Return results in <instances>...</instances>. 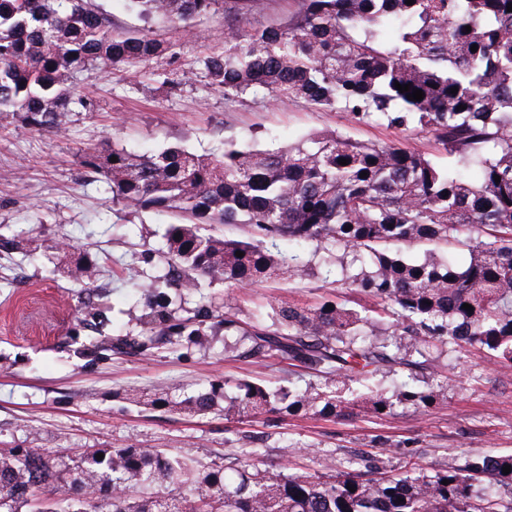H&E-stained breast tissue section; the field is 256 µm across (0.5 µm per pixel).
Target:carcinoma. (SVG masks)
I'll use <instances>...</instances> for the list:
<instances>
[{
  "mask_svg": "<svg viewBox=\"0 0 512 512\" xmlns=\"http://www.w3.org/2000/svg\"><path fill=\"white\" fill-rule=\"evenodd\" d=\"M510 3L298 0L288 22L233 31L199 59L226 98L262 91L341 112L356 124L426 130L431 154L339 131L288 148L231 140L209 158L184 147L150 157L123 147L83 151L86 168L106 178L112 205L170 217L162 250L168 271L143 294L152 338L115 336L112 352L147 351L156 336L174 348L184 336L222 329L243 337L245 346L232 345L242 356L281 358L315 378L295 390L240 382L230 394L211 389L178 400L142 391L127 400L240 421L274 413L339 417L357 408L375 417L400 409L424 414L448 397V378L435 364L441 354L474 349L512 365ZM127 5L147 28L116 33L91 0H0V113L60 137L75 107L89 105L75 80L91 68H143L174 90L192 80L194 68L182 63L178 41L149 29L152 22L201 40L198 18L220 9L230 24L260 11L263 0ZM397 82L424 98L408 99ZM201 224H239L249 238L203 235ZM284 239L335 245L341 255L319 264L320 274L356 291L365 305L356 308L339 294L315 306L284 302L257 309L243 327L229 304L202 292L211 278L241 288L306 276L309 261L283 252ZM448 245L471 250L466 268L434 256ZM406 246H425L428 256L408 261ZM59 273L91 282L96 267L80 254ZM403 369L407 379L393 390L365 385L373 372ZM385 452L337 471L334 454L319 449V469L283 474L251 448H230L224 463L204 464L132 445L100 460L94 450L71 469L30 449L0 455V509L88 512V495L110 490L112 512H512V472L502 473L512 454L394 474ZM62 472L69 498L57 508L46 493Z\"/></svg>",
  "mask_w": 512,
  "mask_h": 512,
  "instance_id": "cac0c4a2",
  "label": "carcinoma"
}]
</instances>
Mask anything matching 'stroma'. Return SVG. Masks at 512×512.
Returning a JSON list of instances; mask_svg holds the SVG:
<instances>
[{"label": "stroma", "instance_id": "1", "mask_svg": "<svg viewBox=\"0 0 512 512\" xmlns=\"http://www.w3.org/2000/svg\"><path fill=\"white\" fill-rule=\"evenodd\" d=\"M80 83L93 106L75 110L65 139L0 113V448H44L77 461L89 449L137 445L220 462L243 434L267 432L272 461L285 474L306 466L310 444L334 451L343 464L384 443L398 471L414 462L457 466L512 453V367L479 353L449 358L448 397L424 416L410 410L387 418L271 414L240 422L217 411L188 417L121 399V392L142 388L179 387L191 395L241 378L284 386L299 380L300 369L276 358L254 365L225 354L220 335L183 341L170 355L98 349V340L141 334V291L166 271L159 254L167 219L113 210L106 180L85 172L81 149L123 146L149 154L183 146L208 155L229 140L288 146L309 133L339 130L365 142L398 140L426 151L432 138L420 130L353 125L301 99L228 100L201 76L173 93L134 67L85 71ZM36 235L67 242L95 263L104 316L86 318L89 296L59 276L57 251L26 257L13 249V242ZM203 292L231 300L244 319L281 300L315 304L334 288L315 273L235 289L208 281ZM285 440L295 449L284 457L278 448Z\"/></svg>", "mask_w": 512, "mask_h": 512}]
</instances>
